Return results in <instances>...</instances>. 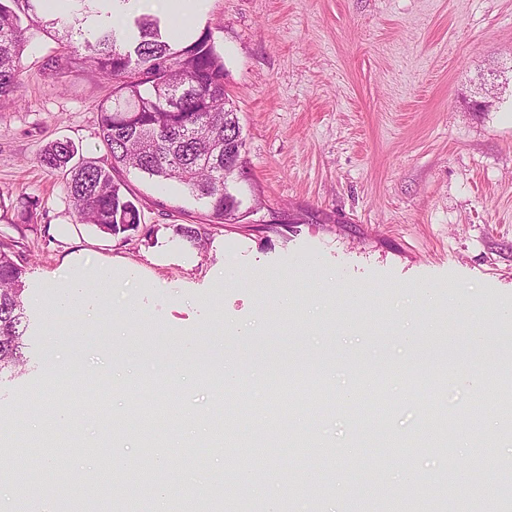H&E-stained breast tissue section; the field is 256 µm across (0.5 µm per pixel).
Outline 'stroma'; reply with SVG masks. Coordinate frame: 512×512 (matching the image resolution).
Returning <instances> with one entry per match:
<instances>
[{"label":"stroma","instance_id":"1","mask_svg":"<svg viewBox=\"0 0 512 512\" xmlns=\"http://www.w3.org/2000/svg\"><path fill=\"white\" fill-rule=\"evenodd\" d=\"M195 31L224 56V87L245 140V196H260L243 223L208 226L206 251L172 233L200 224L203 206L174 183L120 177L150 235L110 236L80 223L61 176L39 156L71 140L78 157L105 160L98 105L110 83L81 72L47 75L56 54L34 33L21 79L0 103V244L26 268V363L0 376V512H56L65 486L123 459L127 500L147 512L170 502L141 484L139 429L112 423L141 390L192 410L157 433L152 474L207 497L215 472L224 495L278 512L289 490L320 512H380L385 497L421 494L445 512H488L487 487L512 492L502 409L512 402V0H207ZM487 100L476 112L471 100ZM41 202L37 223L17 221L19 196ZM238 377H220L241 343ZM364 375L418 365L420 384L379 387L391 413L354 427V360ZM298 362L322 375L337 407L320 415L302 397L287 428L305 430L304 455L256 411L275 379ZM124 375L126 388L84 411L94 452L35 448L65 406L31 407L36 391L78 398ZM485 414H465L472 395ZM454 416L448 456L424 442L422 414ZM245 439L263 438L257 461L211 441L226 412Z\"/></svg>","mask_w":512,"mask_h":512}]
</instances>
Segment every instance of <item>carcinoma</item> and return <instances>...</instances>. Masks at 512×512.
Here are the masks:
<instances>
[{"label": "carcinoma", "mask_w": 512, "mask_h": 512, "mask_svg": "<svg viewBox=\"0 0 512 512\" xmlns=\"http://www.w3.org/2000/svg\"><path fill=\"white\" fill-rule=\"evenodd\" d=\"M38 0H0V101L15 91L28 32L42 30L58 41L60 52L47 57L52 73L90 71L112 83V95L98 106L99 136L107 163L76 159L69 140L49 143L40 163L65 179L64 187L79 221L111 236L129 238L140 231L137 200L113 173L132 169L159 183L181 185L202 204L210 224H236L246 215L243 199L224 179L242 177L244 138L237 109L224 90V57L209 30L175 46L162 32L158 17L137 15L133 22L88 21L102 15L105 0H63L65 17L45 19ZM39 200L22 197L17 217L35 224ZM194 246L205 239L193 224L168 225ZM24 267L0 246V374L24 364L28 329L22 299ZM299 384L296 376L275 390L269 413L277 423L292 415ZM146 439L155 425L173 416L170 403L143 401L135 406ZM452 414L433 406L424 418L428 435L443 446L442 431Z\"/></svg>", "instance_id": "cac0c4a2"}]
</instances>
